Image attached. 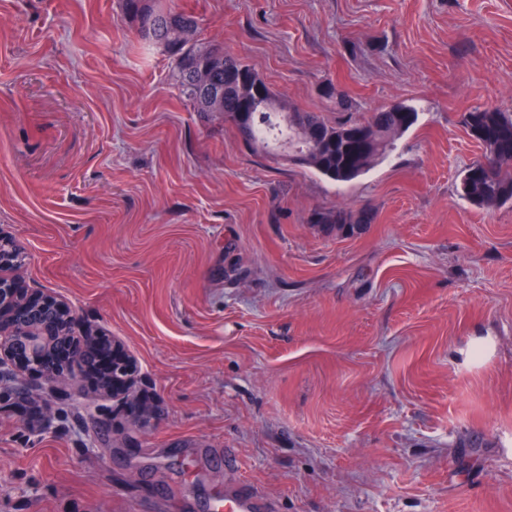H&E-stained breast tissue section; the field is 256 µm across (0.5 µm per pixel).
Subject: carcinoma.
Masks as SVG:
<instances>
[{
  "label": "carcinoma",
  "instance_id": "1",
  "mask_svg": "<svg viewBox=\"0 0 512 512\" xmlns=\"http://www.w3.org/2000/svg\"><path fill=\"white\" fill-rule=\"evenodd\" d=\"M122 10L136 24L139 38L150 45L164 48L192 33L188 51L193 61L207 69L222 89L220 101L209 111L223 114L245 146L286 147L292 150L289 159L295 164L330 181L348 183L368 173L417 122V109L404 103L355 117L356 104L330 81L321 85V93L335 103L339 116L328 119L294 109L243 60L214 41L200 38L194 14L175 9L168 0H122ZM173 71L180 95L194 111H203L198 83L178 63ZM464 124L485 147V154L461 173L459 194L481 208L512 202V114L496 107H478L466 113ZM263 125L282 127L285 138L272 142L262 137ZM374 220L368 207L315 208L308 217V223L320 226L324 233L344 238L362 235Z\"/></svg>",
  "mask_w": 512,
  "mask_h": 512
}]
</instances>
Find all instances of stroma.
Wrapping results in <instances>:
<instances>
[{
  "mask_svg": "<svg viewBox=\"0 0 512 512\" xmlns=\"http://www.w3.org/2000/svg\"><path fill=\"white\" fill-rule=\"evenodd\" d=\"M291 106L413 128L338 184L177 96L121 0H0V227L21 288L138 364L0 408V512H512V203L460 199L512 112V0H173ZM371 207L357 238L311 210ZM0 247V272L3 268L15 265L19 254L26 257L24 246L14 237L4 234L2 229H0ZM258 496L247 493L224 491V498L215 502L217 512H260Z\"/></svg>",
  "mask_w": 512,
  "mask_h": 512,
  "instance_id": "35a3bbf8",
  "label": "stroma"
}]
</instances>
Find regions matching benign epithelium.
Listing matches in <instances>:
<instances>
[{
  "mask_svg": "<svg viewBox=\"0 0 512 512\" xmlns=\"http://www.w3.org/2000/svg\"><path fill=\"white\" fill-rule=\"evenodd\" d=\"M20 255H26L24 246L0 229V271L16 264ZM19 293L21 289L0 274V306L10 310L7 322L0 323V390L16 399L24 400L35 395L46 401L53 395L54 384L69 372V368L44 372V384L34 389L24 381L23 368L17 359L28 358L35 363L53 345L64 343L70 347L72 362L83 365L92 360L97 345L109 337L95 329L80 337L73 336L70 329L76 317L64 300L39 291L28 294V297L38 299L32 304L18 299ZM136 371V360L131 356L124 357L117 370L124 375V380H104L102 393L127 395Z\"/></svg>",
  "mask_w": 512,
  "mask_h": 512,
  "instance_id": "1",
  "label": "benign epithelium"
}]
</instances>
